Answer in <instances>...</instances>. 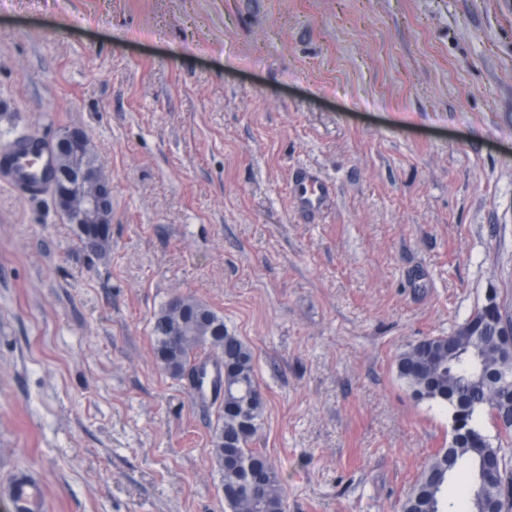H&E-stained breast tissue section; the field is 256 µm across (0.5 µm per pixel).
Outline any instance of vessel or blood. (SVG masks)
<instances>
[{
    "instance_id": "b4317fda",
    "label": "vessel or blood",
    "mask_w": 512,
    "mask_h": 512,
    "mask_svg": "<svg viewBox=\"0 0 512 512\" xmlns=\"http://www.w3.org/2000/svg\"><path fill=\"white\" fill-rule=\"evenodd\" d=\"M47 154H36L28 140L13 139L0 145V166L9 169V187L24 196L37 194L47 183L51 170ZM35 478L25 473L15 474L7 484L18 512H44L45 504L36 494Z\"/></svg>"
}]
</instances>
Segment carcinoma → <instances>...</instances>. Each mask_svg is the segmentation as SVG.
<instances>
[{
	"instance_id": "carcinoma-1",
	"label": "carcinoma",
	"mask_w": 512,
	"mask_h": 512,
	"mask_svg": "<svg viewBox=\"0 0 512 512\" xmlns=\"http://www.w3.org/2000/svg\"><path fill=\"white\" fill-rule=\"evenodd\" d=\"M182 307L168 303L154 316L151 327L157 358L170 375L185 378L204 358L224 357L223 404L217 408L211 455L221 474L228 512H286V481L262 452L250 447L263 412L256 384L251 347L224 325V317L204 303L181 298ZM482 328L465 321L438 339H420L395 360L397 378L412 396L449 408L456 434L424 464L401 505V512H512V476L485 479L480 462L491 456L509 464L511 439L493 446L481 431L476 414L487 411L503 419L512 433V404L497 398L486 379L512 374V354L500 349L494 317L480 315ZM468 467L470 481L459 504H447L443 486L459 468Z\"/></svg>"
}]
</instances>
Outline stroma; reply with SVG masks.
<instances>
[{"label":"stroma","instance_id":"obj_1","mask_svg":"<svg viewBox=\"0 0 512 512\" xmlns=\"http://www.w3.org/2000/svg\"><path fill=\"white\" fill-rule=\"evenodd\" d=\"M73 126L106 252L0 183V485L225 512L216 406L150 336L191 296L253 351L287 512H400L451 428L396 355L512 316V0H0V143Z\"/></svg>","mask_w":512,"mask_h":512}]
</instances>
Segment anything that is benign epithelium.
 <instances>
[{
	"label": "benign epithelium",
	"instance_id": "1",
	"mask_svg": "<svg viewBox=\"0 0 512 512\" xmlns=\"http://www.w3.org/2000/svg\"><path fill=\"white\" fill-rule=\"evenodd\" d=\"M54 168L52 196L85 247L98 252L111 238L112 183L91 155L89 139L78 128H64L50 148Z\"/></svg>",
	"mask_w": 512,
	"mask_h": 512
}]
</instances>
